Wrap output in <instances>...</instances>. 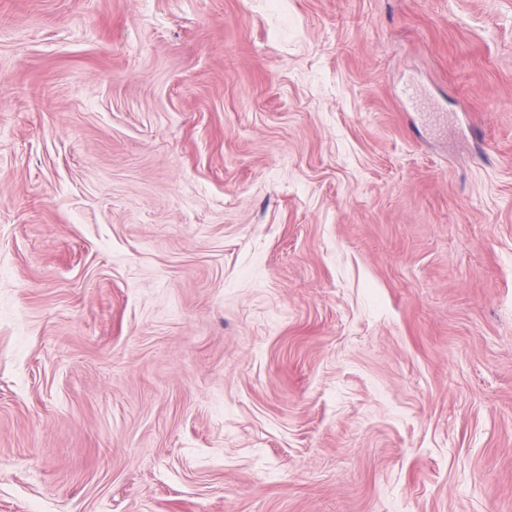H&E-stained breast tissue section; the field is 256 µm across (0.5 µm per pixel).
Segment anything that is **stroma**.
I'll list each match as a JSON object with an SVG mask.
<instances>
[{
	"label": "stroma",
	"instance_id": "stroma-1",
	"mask_svg": "<svg viewBox=\"0 0 512 512\" xmlns=\"http://www.w3.org/2000/svg\"><path fill=\"white\" fill-rule=\"evenodd\" d=\"M0 0V512H512V0Z\"/></svg>",
	"mask_w": 512,
	"mask_h": 512
}]
</instances>
